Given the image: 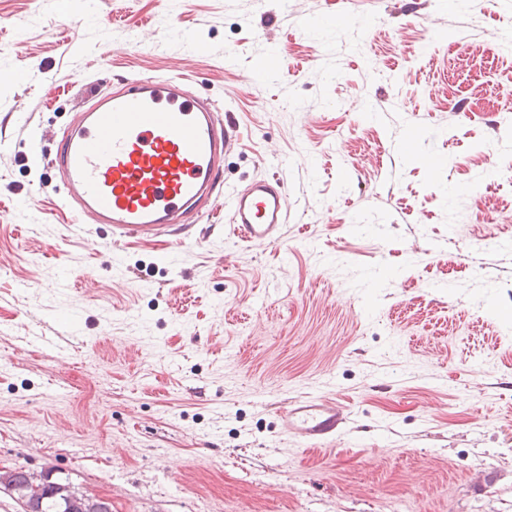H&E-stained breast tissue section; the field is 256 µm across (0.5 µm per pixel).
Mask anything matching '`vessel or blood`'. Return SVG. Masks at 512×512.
Instances as JSON below:
<instances>
[{"instance_id": "vessel-or-blood-1", "label": "vessel or blood", "mask_w": 512, "mask_h": 512, "mask_svg": "<svg viewBox=\"0 0 512 512\" xmlns=\"http://www.w3.org/2000/svg\"><path fill=\"white\" fill-rule=\"evenodd\" d=\"M234 140L210 100L175 79L132 78L92 96L58 143L53 167L79 219L133 238L212 211L222 195L224 155ZM232 234L271 244L287 220L280 181L259 179L230 199ZM304 444L340 437L347 416L326 400H298L284 416Z\"/></svg>"}]
</instances>
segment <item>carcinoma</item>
<instances>
[{
    "label": "carcinoma",
    "instance_id": "1",
    "mask_svg": "<svg viewBox=\"0 0 512 512\" xmlns=\"http://www.w3.org/2000/svg\"><path fill=\"white\" fill-rule=\"evenodd\" d=\"M49 468L39 471H0V486L14 491L32 512H101L102 502L92 499L69 481L55 480L49 485Z\"/></svg>",
    "mask_w": 512,
    "mask_h": 512
}]
</instances>
